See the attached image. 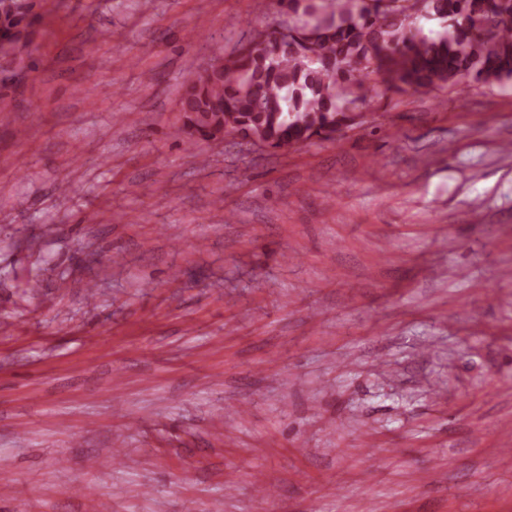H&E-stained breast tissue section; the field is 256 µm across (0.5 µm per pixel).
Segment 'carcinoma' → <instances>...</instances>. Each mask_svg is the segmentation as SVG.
I'll list each match as a JSON object with an SVG mask.
<instances>
[{"instance_id":"obj_1","label":"carcinoma","mask_w":512,"mask_h":512,"mask_svg":"<svg viewBox=\"0 0 512 512\" xmlns=\"http://www.w3.org/2000/svg\"><path fill=\"white\" fill-rule=\"evenodd\" d=\"M298 26L244 47L180 96L176 135L192 141L240 132L276 150L298 149L356 124L365 83L427 91L463 77L512 79V18L479 28L512 0H287ZM420 16L448 22L434 37L409 34Z\"/></svg>"}]
</instances>
